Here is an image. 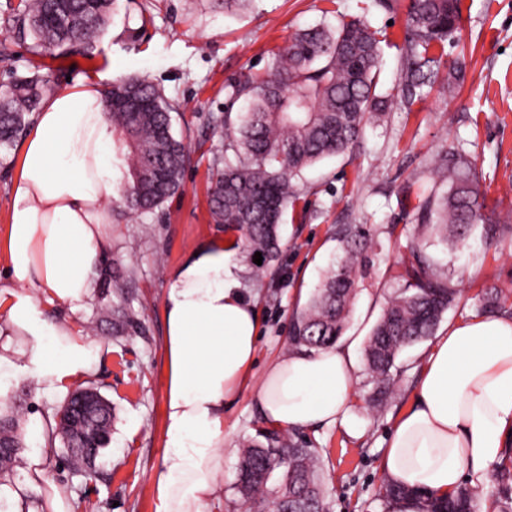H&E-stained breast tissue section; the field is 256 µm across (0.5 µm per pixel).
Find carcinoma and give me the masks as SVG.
<instances>
[{
  "label": "carcinoma",
  "instance_id": "carcinoma-1",
  "mask_svg": "<svg viewBox=\"0 0 512 512\" xmlns=\"http://www.w3.org/2000/svg\"><path fill=\"white\" fill-rule=\"evenodd\" d=\"M115 0H20L14 22L18 33L37 45L90 48L105 31ZM461 0H410L401 51L397 94L378 93L381 32L358 17L340 19L336 28L315 25L294 34L271 69L248 71L229 84L224 111L211 116L212 132L224 138V154L213 158L209 213L213 223L240 233L243 250L270 262L279 250V228L288 206L298 200L295 183L317 161L344 155L359 144L365 126L395 108H410L432 91L454 92L465 62L433 54L461 30ZM45 85L36 73L15 80L0 93V149L23 131L41 101ZM112 97V131L127 147L117 207L125 214L152 211L184 188L188 154L171 130L178 105L163 89L140 78L122 79L105 92ZM440 181L449 184L440 198L437 186L419 187L411 223L430 234L464 241L477 224L506 223L477 201L472 162L457 151L434 160ZM343 255L336 260L307 306L293 319L288 345L297 351L327 348L343 334L353 300L361 291L358 274L369 264L368 224H344L336 233ZM402 284L372 329L365 354L378 395L389 393L390 376L401 350L431 335L460 291L419 240L401 274ZM503 290L483 297L481 311L494 312ZM115 336L134 324L120 302L103 308ZM316 449L265 429L243 449L237 490L247 508L269 512H324ZM495 494L512 505V448L494 469ZM428 512H475L474 490L461 487L448 500L429 499Z\"/></svg>",
  "mask_w": 512,
  "mask_h": 512
}]
</instances>
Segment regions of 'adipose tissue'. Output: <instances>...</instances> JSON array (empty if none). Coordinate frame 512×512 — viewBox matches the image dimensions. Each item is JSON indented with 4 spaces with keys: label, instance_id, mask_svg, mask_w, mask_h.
Returning a JSON list of instances; mask_svg holds the SVG:
<instances>
[{
    "label": "adipose tissue",
    "instance_id": "1",
    "mask_svg": "<svg viewBox=\"0 0 512 512\" xmlns=\"http://www.w3.org/2000/svg\"><path fill=\"white\" fill-rule=\"evenodd\" d=\"M8 224L0 235V378L23 373L64 394L90 376L99 346L73 321L94 301L112 253L106 203L122 177L104 91L82 77L50 95L21 143ZM237 238L210 239L172 270L165 323L164 448L150 475L154 512H204L224 487V408L256 362V306L230 256ZM68 307L70 318L52 306ZM359 337L271 362L257 395L278 429L347 424ZM512 443V317L474 316L436 337L410 408L394 423L379 469L412 494L386 512H426Z\"/></svg>",
    "mask_w": 512,
    "mask_h": 512
}]
</instances>
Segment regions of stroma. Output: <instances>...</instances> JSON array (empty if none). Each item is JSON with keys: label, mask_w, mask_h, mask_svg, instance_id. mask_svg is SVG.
I'll return each mask as SVG.
<instances>
[{"label": "stroma", "mask_w": 512, "mask_h": 512, "mask_svg": "<svg viewBox=\"0 0 512 512\" xmlns=\"http://www.w3.org/2000/svg\"><path fill=\"white\" fill-rule=\"evenodd\" d=\"M19 2L0 0V87L35 70L53 92L80 75L145 79L178 104L173 128L186 138L189 162L183 191L160 208L134 217L112 214V258L99 276L107 278L115 267L127 275L134 327L125 335H113L111 322L100 317L101 306L113 295L102 286L95 302L76 316L100 346L97 369L84 384L112 404L110 444L92 469L76 472L66 463L63 445L44 455L37 438H25L10 483L0 486V500L13 504L22 486L27 506L34 508L54 485L64 489L72 512H152L149 476L164 453L162 304L167 273L224 231L209 216L210 164L224 147L209 119L223 111L229 81L250 70H269L275 52L299 29L321 21L334 25L350 16L366 17L381 29L380 83L383 90L396 91L397 46L403 41L407 0H398L392 9L381 0H254L238 17L213 8L210 0H116L104 35L84 52L39 48L33 38L18 39L9 18ZM462 4L460 41L445 47L449 58H465L461 87L371 121L351 154L308 169L299 184L298 202L284 216L279 255L263 276H255L245 252L235 254L256 301L259 351L248 385L224 410V491L206 512H245L235 489L237 464L242 447L264 426L257 401L260 378L270 362L287 354L292 320L338 252L337 227L368 224L374 229L365 287L354 301L346 329L349 335L365 337L399 286L402 262L417 232L409 217L416 199L403 189L430 182L431 162L438 154L454 147L469 153L477 162L481 203L512 214V0ZM427 251L460 290L436 334L477 312L485 289L493 285L508 290L504 307L512 311V229L482 224L466 246L431 238ZM428 347L424 339L401 352L400 370L381 402L375 399L377 386L367 373L365 356L357 354L355 402L347 425L291 430L293 440L318 451L327 512H385L378 461L393 424L411 403ZM9 384L8 401L0 409L25 419L52 422L65 402L64 396L45 393L26 375L10 377ZM36 454L42 457L37 474L28 468L29 456Z\"/></svg>", "instance_id": "obj_1"}]
</instances>
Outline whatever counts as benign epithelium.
<instances>
[{
    "label": "benign epithelium",
    "mask_w": 512,
    "mask_h": 512,
    "mask_svg": "<svg viewBox=\"0 0 512 512\" xmlns=\"http://www.w3.org/2000/svg\"><path fill=\"white\" fill-rule=\"evenodd\" d=\"M106 399L94 390H86L75 397L71 405L73 413L65 423V445L69 453H80L86 464H92L98 456L101 439V423L98 414L105 408Z\"/></svg>",
    "instance_id": "benign-epithelium-1"
}]
</instances>
